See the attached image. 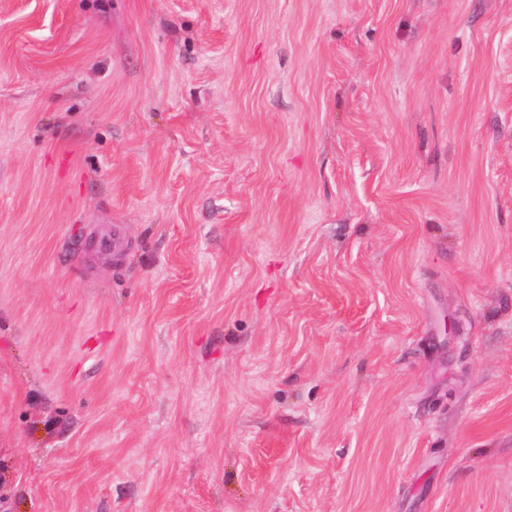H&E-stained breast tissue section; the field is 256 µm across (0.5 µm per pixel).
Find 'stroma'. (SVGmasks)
<instances>
[{
  "label": "stroma",
  "instance_id": "obj_1",
  "mask_svg": "<svg viewBox=\"0 0 512 512\" xmlns=\"http://www.w3.org/2000/svg\"><path fill=\"white\" fill-rule=\"evenodd\" d=\"M0 512H512V0H0Z\"/></svg>",
  "mask_w": 512,
  "mask_h": 512
}]
</instances>
